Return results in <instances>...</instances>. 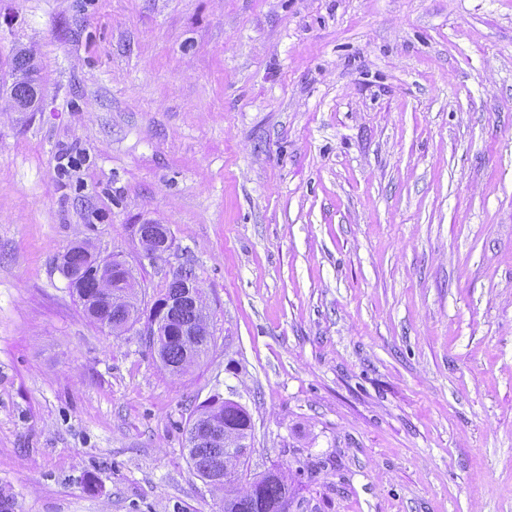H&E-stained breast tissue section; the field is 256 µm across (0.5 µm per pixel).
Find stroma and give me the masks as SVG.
<instances>
[{"mask_svg":"<svg viewBox=\"0 0 512 512\" xmlns=\"http://www.w3.org/2000/svg\"><path fill=\"white\" fill-rule=\"evenodd\" d=\"M0 490L13 512H222L199 405L290 512H512V0H0ZM166 225L141 255L133 227ZM211 314L174 376L59 263ZM31 58L26 53L20 52L14 59V70L18 73V78L15 83L11 85L9 92V103L14 110L11 101L17 103L24 101L30 92V87L25 80L26 74L31 71L32 65L30 64ZM15 111V110H14ZM16 112V111H15ZM135 236L149 259L162 257L163 254L159 252H169L173 246L170 232L163 224H138ZM101 257L100 251L88 243H78L72 246L62 257L63 272L69 279L72 272L80 273L93 266ZM107 263L105 266L104 264ZM107 269L112 273L114 284L120 288L114 287L112 281L103 276H79V288H74L79 301L81 302L86 315L101 326L108 327L112 333L119 335L125 331V327L129 320V312L127 303L131 311V319L128 327H134L139 324L144 314L135 319L133 310L138 308L142 300L139 298V290L142 288L138 280L133 266L126 261L120 254H112L99 266L92 268L93 273L102 275ZM122 288H133L134 294L124 291L122 296ZM127 293V294H126ZM125 295V296H124ZM105 297H109V301L103 304ZM124 298V300H123ZM201 417L218 422L228 432L238 433L226 434L221 442L204 438L194 443L188 438V457L200 478L207 482L209 470L217 460L236 472L235 482L231 485L232 471L222 467L215 468L209 480L212 487L224 483L223 487L215 488L224 492V512H288L293 497L292 482L288 484L290 468L277 469L281 471L279 477L267 473L251 475L248 465L238 462L228 451V448H239V458L249 463L252 447L249 441L253 430L249 412L235 402L213 400L197 409L192 424Z\"/></svg>","mask_w":512,"mask_h":512,"instance_id":"35a3bbf8","label":"stroma"}]
</instances>
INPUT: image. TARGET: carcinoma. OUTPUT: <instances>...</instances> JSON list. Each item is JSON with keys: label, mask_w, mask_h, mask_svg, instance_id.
I'll return each mask as SVG.
<instances>
[{"label": "carcinoma", "mask_w": 512, "mask_h": 512, "mask_svg": "<svg viewBox=\"0 0 512 512\" xmlns=\"http://www.w3.org/2000/svg\"><path fill=\"white\" fill-rule=\"evenodd\" d=\"M14 70L18 78L11 85L9 100L17 103L24 101L30 92L25 80L31 71L30 57L19 53L14 59ZM101 253L88 243L72 246L62 257L65 276L80 273L93 266ZM84 312L94 322L108 327L113 333L125 331L129 312L122 296V289L114 287L112 281L103 276H81L79 287L74 289ZM172 336L160 352L163 368L173 375H181L192 368L206 349L199 342L183 339L176 335L180 326L193 323L201 332L208 330V312L204 293H199L196 304H184L169 314ZM206 417L222 425L228 432L240 436L252 437V419L249 412L232 401L213 400L200 406L196 418ZM188 457L198 476L207 479L212 464L218 460L224 466L236 472L235 482L221 487L224 492V512H287L293 497L292 484L288 483V469L281 470V476L267 473L251 474L248 466L238 462L224 447V442H215L206 438L195 443L188 441Z\"/></svg>", "instance_id": "1"}]
</instances>
